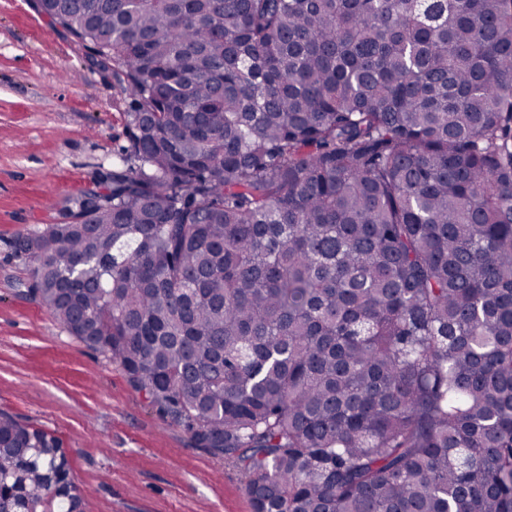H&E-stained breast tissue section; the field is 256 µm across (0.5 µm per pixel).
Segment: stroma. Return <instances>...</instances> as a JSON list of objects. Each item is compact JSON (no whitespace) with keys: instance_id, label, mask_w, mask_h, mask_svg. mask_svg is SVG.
<instances>
[{"instance_id":"1","label":"stroma","mask_w":512,"mask_h":512,"mask_svg":"<svg viewBox=\"0 0 512 512\" xmlns=\"http://www.w3.org/2000/svg\"><path fill=\"white\" fill-rule=\"evenodd\" d=\"M131 101L91 50L0 0V411L55 436L92 512H252L244 474L161 417L27 291L12 243L115 168Z\"/></svg>"}]
</instances>
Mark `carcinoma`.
<instances>
[{"label":"carcinoma","instance_id":"cac0c4a2","mask_svg":"<svg viewBox=\"0 0 512 512\" xmlns=\"http://www.w3.org/2000/svg\"><path fill=\"white\" fill-rule=\"evenodd\" d=\"M132 103L28 291L252 512H512V0H36ZM0 412V512H90Z\"/></svg>","mask_w":512,"mask_h":512}]
</instances>
